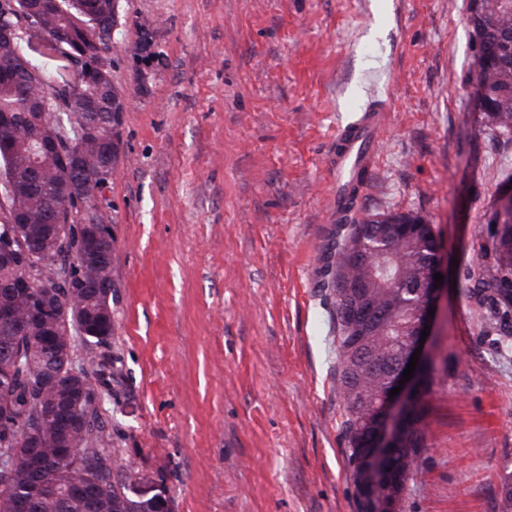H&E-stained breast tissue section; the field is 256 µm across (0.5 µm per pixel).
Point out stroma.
Returning a JSON list of instances; mask_svg holds the SVG:
<instances>
[{
    "label": "stroma",
    "instance_id": "obj_1",
    "mask_svg": "<svg viewBox=\"0 0 512 512\" xmlns=\"http://www.w3.org/2000/svg\"><path fill=\"white\" fill-rule=\"evenodd\" d=\"M105 58L130 105L98 195L114 239L116 376L99 414L173 512H358L318 258L338 131L384 123L362 214L432 221L463 282L490 244L512 136L467 86L469 0H120ZM155 19L153 54L132 58ZM427 451L402 512H497L512 336L442 298Z\"/></svg>",
    "mask_w": 512,
    "mask_h": 512
}]
</instances>
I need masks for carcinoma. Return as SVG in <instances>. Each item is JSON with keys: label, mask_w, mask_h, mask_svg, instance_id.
<instances>
[{"label": "carcinoma", "mask_w": 512, "mask_h": 512, "mask_svg": "<svg viewBox=\"0 0 512 512\" xmlns=\"http://www.w3.org/2000/svg\"><path fill=\"white\" fill-rule=\"evenodd\" d=\"M15 9L0 10V25L24 24L26 36L0 38V114L11 115L9 131L0 130V238L11 231L12 258L0 256V443L15 426L38 418L27 434H12L7 449L25 459L37 457L38 467L18 465L0 477V512H172L171 500L160 493L139 499L129 492L132 469L119 463L115 449L106 447L104 425L97 405L86 404L81 414L88 426L65 432L50 418L66 400L68 387L49 372L48 361L37 358L32 347L47 345L62 357L55 370L69 371L76 357L75 337L85 336L88 356L76 364L80 380L89 373L102 378L111 373L110 360L96 354L103 340L96 338L101 310H112L113 291L72 294L60 273L78 266L84 278L114 282V263L85 258L84 238L76 234L81 224L97 227L109 223L97 192L110 183L107 176L118 167L116 127L112 114L123 112L125 97L94 67L96 57L108 50L111 32L120 25L119 0H14ZM474 31L484 32L481 68L469 80L476 100L485 103V124L502 134H512V0H483L480 15L471 16ZM134 49L143 52L153 43L154 21L137 23ZM67 34V50L76 62L91 66L82 83L61 73V84L48 81L55 66L48 56L53 48L29 55L30 40L42 34ZM26 81L29 94L15 91ZM39 100L43 136L60 141L61 150H45L29 130L32 102ZM63 112L60 123L56 113ZM90 125L97 135L81 131ZM365 169H354L320 257L323 286L332 300L339 336L336 337V383L345 413L341 432L348 442L347 458L355 488L358 512H376V500L403 496L406 482L417 470L426 450V398L432 372H427L416 400L406 409L397 447L387 462L399 485L381 481L371 491L364 477L360 449L376 422V408L391 389L396 367L409 353L415 336L418 302L432 285L439 253L435 225L424 216L390 212L356 219L358 195ZM495 233L483 248L491 262L468 272L461 294L477 317L489 320L499 331L512 328V213L494 212ZM40 246L35 302L2 287L33 265L31 244ZM361 301L373 309L370 317L354 326L348 309ZM76 449L66 464L61 450ZM89 489L86 501L71 494ZM498 512H512V471L500 477Z\"/></svg>", "instance_id": "carcinoma-1"}]
</instances>
